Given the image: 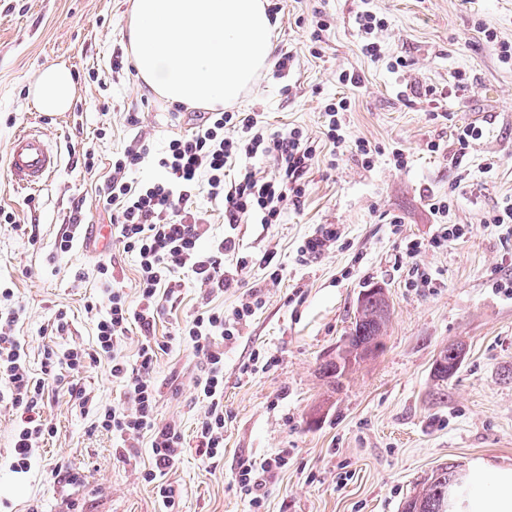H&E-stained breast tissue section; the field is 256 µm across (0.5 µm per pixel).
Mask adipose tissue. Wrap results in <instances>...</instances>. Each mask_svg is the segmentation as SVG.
<instances>
[{
	"label": "adipose tissue",
	"instance_id": "adipose-tissue-1",
	"mask_svg": "<svg viewBox=\"0 0 512 512\" xmlns=\"http://www.w3.org/2000/svg\"><path fill=\"white\" fill-rule=\"evenodd\" d=\"M275 26L265 0H134L129 42L139 78L173 104L239 100L268 64ZM43 112L71 105L68 68L51 65L32 83Z\"/></svg>",
	"mask_w": 512,
	"mask_h": 512
}]
</instances>
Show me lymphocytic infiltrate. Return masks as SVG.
<instances>
[{
	"label": "lymphocytic infiltrate",
	"instance_id": "obj_1",
	"mask_svg": "<svg viewBox=\"0 0 512 512\" xmlns=\"http://www.w3.org/2000/svg\"><path fill=\"white\" fill-rule=\"evenodd\" d=\"M316 154V145L300 129L270 133L259 126L256 113L219 109L203 113L190 134L171 139L157 156H150L142 144L113 161L101 202L111 213L119 245L137 259L138 299L130 301L123 289L110 288L109 308L97 322L94 346H73L61 355L46 351L39 378L27 368L24 348L12 334V317L0 319V402L8 401L19 415L13 437L15 469H28L40 442L54 432L41 415L47 378L62 365L78 373L105 361L124 387V403L99 409L82 391L75 399L82 412L92 413L95 427L111 432L122 447H136L142 437H149L153 467L145 479L157 483L164 512H173V490L163 478L178 460L182 442L177 424L155 423L153 368L158 353L169 347L155 334L156 318L164 304H175L180 297L179 271H190L200 287L213 293L231 287L234 278L224 268V256L237 249L231 236L200 248L205 229L188 205L204 190L210 198L223 200L226 224L246 218L259 224L280 223L288 202L301 198V179ZM148 157L160 177L129 181V171ZM257 157L273 161V175H257L252 166ZM261 303L253 294L229 315L215 308L201 310L177 329L183 343L206 356L207 370L196 384L207 405L197 430V449L206 459L224 451V344L238 336L240 325ZM134 329L140 341L131 365L121 345Z\"/></svg>",
	"mask_w": 512,
	"mask_h": 512
}]
</instances>
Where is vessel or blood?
<instances>
[{
  "label": "vessel or blood",
  "instance_id": "obj_1",
  "mask_svg": "<svg viewBox=\"0 0 512 512\" xmlns=\"http://www.w3.org/2000/svg\"><path fill=\"white\" fill-rule=\"evenodd\" d=\"M57 167L58 155L42 134L24 131L13 138L8 152V172L14 186L39 188Z\"/></svg>",
  "mask_w": 512,
  "mask_h": 512
}]
</instances>
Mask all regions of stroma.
Segmentation results:
<instances>
[{
    "mask_svg": "<svg viewBox=\"0 0 512 512\" xmlns=\"http://www.w3.org/2000/svg\"><path fill=\"white\" fill-rule=\"evenodd\" d=\"M132 0H0V289H11L13 333L27 365L40 373L45 348L90 346L107 310L99 272L112 263L129 299L138 296L137 261L105 234L110 215L99 192L112 161L137 140L161 150L197 123L193 108L154 94L133 72L128 40ZM278 5L271 62L233 103L257 113L268 131L300 129L317 155L302 183L299 206L278 224L229 227L221 202L200 194L192 205L207 232L200 247L230 234L240 243L224 266L234 288L211 294L181 273V296L164 308L158 337L203 305L232 313L255 292L262 307L224 345V453L197 451V426L206 410L195 382L202 353L173 339L153 371L157 425L177 422L182 455L165 480L178 512H401L406 498L439 466L459 463L512 471V236L485 219L512 203V0H268ZM371 10L377 57L360 51L358 11ZM325 31H318V21ZM287 68H279L282 56ZM409 60L395 68L396 58ZM124 68L112 69L114 60ZM67 66L75 81L65 112H40L28 89L37 72ZM356 74L360 87L340 83ZM346 99L338 116L342 147L328 138L324 112ZM482 136L458 153L457 127ZM33 129L59 156L40 190L14 187L7 170L13 137ZM374 149L371 160L357 141ZM439 151H430V143ZM92 167H85V156ZM450 205L449 220L467 237L435 247L431 198ZM81 207L83 226L70 251L58 243ZM339 238L320 254L301 247L320 225ZM421 242L416 260L408 240ZM273 252L277 280L261 264ZM249 257L238 268L239 256ZM425 267L433 287L414 284L412 264ZM382 286L391 317L383 348L332 386L319 368L336 353L357 316L366 286ZM66 312L68 328L52 325ZM458 347L462 365L440 381L432 373L441 348ZM268 368L245 371L254 354ZM98 405L124 402L108 363L80 374L59 369L42 415L55 427L28 471L11 466L17 415L0 402V512H160L157 491L144 480L152 466L148 440L117 448L109 432L83 415L71 390ZM285 457L252 507L237 476L243 460Z\"/></svg>",
    "mask_w": 512,
    "mask_h": 512,
    "instance_id": "obj_1",
    "label": "stroma"
}]
</instances>
